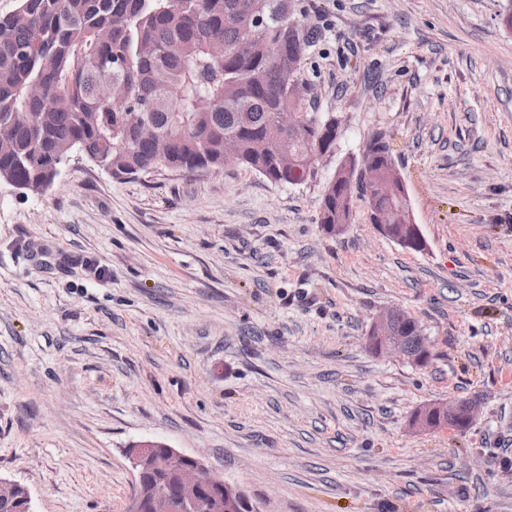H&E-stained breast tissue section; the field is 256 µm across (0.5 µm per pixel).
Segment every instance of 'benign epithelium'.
I'll return each instance as SVG.
<instances>
[{"label":"benign epithelium","mask_w":512,"mask_h":512,"mask_svg":"<svg viewBox=\"0 0 512 512\" xmlns=\"http://www.w3.org/2000/svg\"><path fill=\"white\" fill-rule=\"evenodd\" d=\"M392 314L391 310L382 312L373 324L385 332L386 354L401 358L404 339L386 328ZM132 448L135 493L126 512H199L198 495L210 487L220 488L213 500L219 512H224V501L232 503L244 497L241 488L209 473L196 456L155 441L140 442ZM1 500L18 502L17 512H33L28 489L16 482L0 478Z\"/></svg>","instance_id":"benign-epithelium-1"}]
</instances>
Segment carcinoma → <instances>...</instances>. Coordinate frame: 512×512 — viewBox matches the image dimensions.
<instances>
[{"instance_id": "1", "label": "carcinoma", "mask_w": 512, "mask_h": 512, "mask_svg": "<svg viewBox=\"0 0 512 512\" xmlns=\"http://www.w3.org/2000/svg\"><path fill=\"white\" fill-rule=\"evenodd\" d=\"M296 13V0H18L0 16V132L7 143L0 180L41 194L78 148L117 177L158 168L207 172L224 168V140L232 139L237 163L274 183L307 181L318 158L336 147V117L313 111L307 99L300 66L312 33L288 25ZM102 29L110 31L105 43L97 39ZM173 41L180 45L174 57L162 52ZM133 110L152 133H135ZM282 112L293 113L296 125L281 127ZM155 136L168 141V153H156ZM363 169L396 170L384 137L327 183L320 204L326 233L353 223L350 176ZM361 191L372 214L385 205L400 217L408 210L403 197ZM383 235L425 249L407 224H389ZM392 329L405 339L411 363L435 357L416 318L397 316ZM420 422L470 427L449 421L437 402L412 415V424Z\"/></svg>"}]
</instances>
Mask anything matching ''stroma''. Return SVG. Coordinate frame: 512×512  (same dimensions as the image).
I'll return each instance as SVG.
<instances>
[{
  "label": "stroma",
  "instance_id": "obj_1",
  "mask_svg": "<svg viewBox=\"0 0 512 512\" xmlns=\"http://www.w3.org/2000/svg\"><path fill=\"white\" fill-rule=\"evenodd\" d=\"M512 0H298L313 178L229 164L117 178L79 153L34 195L0 181V477L35 512H126L132 444L201 458L259 512H512ZM389 141L421 252L319 203ZM102 269L85 270L82 260ZM420 321L425 367L369 353ZM479 397L471 427L419 431ZM394 311L387 310L382 312L372 323L377 329H382L384 334L370 326L365 342L367 348L375 354H383L386 346V355L404 358V339L408 350L407 360L417 366H426L434 357L428 338L422 339L424 329L420 322L407 314L396 316L392 320V329L394 332L386 328L388 318ZM386 339V343L383 337ZM404 338V339H403ZM462 400H459L461 402ZM455 402L453 405L448 407V415L444 411H442L439 407V403L441 402H431L420 407L413 415H412V425H416L415 428L417 430H426V425L420 423L425 422L428 424L430 429H435L442 426H452L457 428L460 431H464L468 429L471 424L465 422L464 420H456V421H448V416H456L458 414V403ZM420 423V424H418Z\"/></svg>",
  "mask_w": 512,
  "mask_h": 512
}]
</instances>
